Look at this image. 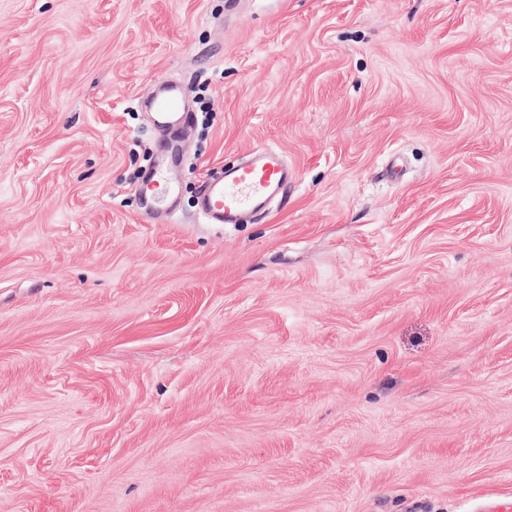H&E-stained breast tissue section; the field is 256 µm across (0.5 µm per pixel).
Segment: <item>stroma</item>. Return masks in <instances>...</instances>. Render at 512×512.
Returning a JSON list of instances; mask_svg holds the SVG:
<instances>
[{
  "label": "stroma",
  "mask_w": 512,
  "mask_h": 512,
  "mask_svg": "<svg viewBox=\"0 0 512 512\" xmlns=\"http://www.w3.org/2000/svg\"><path fill=\"white\" fill-rule=\"evenodd\" d=\"M227 4L0 0V512L512 501V0ZM187 97V87L182 83L171 79L160 83L159 92L152 103L153 124L160 133L176 123L189 120V113L186 111ZM247 157L205 180L199 204L210 224H239L245 213L264 209L295 177L274 147L255 148Z\"/></svg>",
  "instance_id": "stroma-1"
}]
</instances>
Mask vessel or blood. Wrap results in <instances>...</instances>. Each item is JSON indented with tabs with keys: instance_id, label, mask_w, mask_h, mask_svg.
I'll return each instance as SVG.
<instances>
[{
	"instance_id": "b4317fda",
	"label": "vessel or blood",
	"mask_w": 512,
	"mask_h": 512,
	"mask_svg": "<svg viewBox=\"0 0 512 512\" xmlns=\"http://www.w3.org/2000/svg\"><path fill=\"white\" fill-rule=\"evenodd\" d=\"M188 91L175 80L160 84L152 109L158 131L189 119ZM295 174L285 156L276 148L262 146L248 154L246 161L207 177L200 195V209L212 224H237L250 211L264 209Z\"/></svg>"
}]
</instances>
